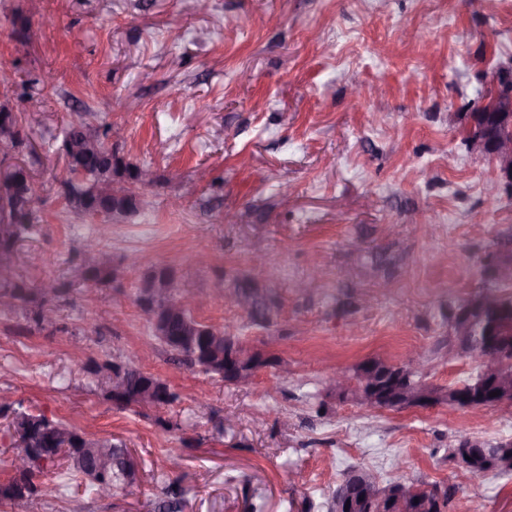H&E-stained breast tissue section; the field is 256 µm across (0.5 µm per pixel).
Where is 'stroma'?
<instances>
[{
	"label": "stroma",
	"instance_id": "obj_1",
	"mask_svg": "<svg viewBox=\"0 0 512 512\" xmlns=\"http://www.w3.org/2000/svg\"><path fill=\"white\" fill-rule=\"evenodd\" d=\"M510 63L512 0L491 12L481 0H0V96L45 115L31 133L41 200L20 276L72 278V246L96 231L66 206L55 141L86 107L123 130L121 156L161 177L145 209L113 225L114 261L137 250L174 268L198 319L241 327L249 348L288 362L247 388L173 362L136 302V269L77 285L50 327L30 302L0 314V365L12 370L0 400L94 423L137 465L136 483L108 499L52 470L61 491L44 512H151L175 481L182 512H327L352 468L381 485L454 487L448 512H512V473L462 482L448 459L463 438H512V404L366 410L327 394L336 374L410 349L430 383L473 372L437 348L449 301L489 286L487 260L512 250V196L489 194L492 164L461 131ZM200 168L212 182L196 181ZM249 244L279 265L267 328L248 326L231 298L235 278L260 276ZM132 354L181 401L114 407L85 365Z\"/></svg>",
	"mask_w": 512,
	"mask_h": 512
}]
</instances>
